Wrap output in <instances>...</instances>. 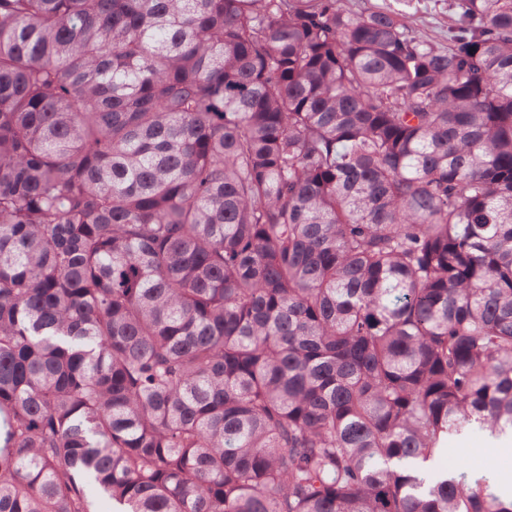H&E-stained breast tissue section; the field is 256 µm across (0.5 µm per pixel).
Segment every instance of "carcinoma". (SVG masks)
I'll return each instance as SVG.
<instances>
[{"label":"carcinoma","instance_id":"obj_1","mask_svg":"<svg viewBox=\"0 0 512 512\" xmlns=\"http://www.w3.org/2000/svg\"><path fill=\"white\" fill-rule=\"evenodd\" d=\"M0 0V512H512V0ZM402 8L414 26L427 36L445 35L448 29V0H386ZM500 447L490 446L486 436L480 433H472L467 438L451 436L446 444L448 454L441 462L447 464L448 458L465 456L474 471L490 475L497 483L501 475L512 474V452L503 453Z\"/></svg>","mask_w":512,"mask_h":512}]
</instances>
